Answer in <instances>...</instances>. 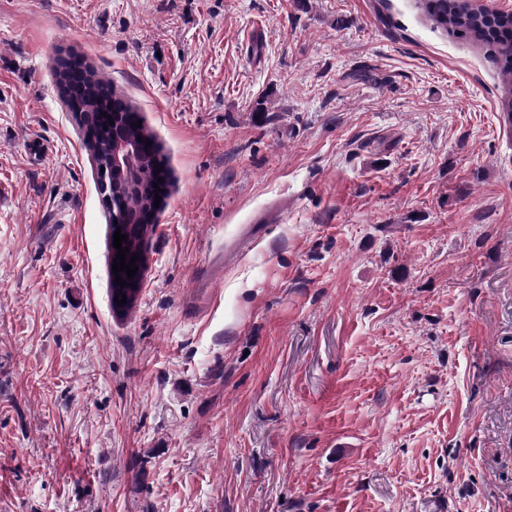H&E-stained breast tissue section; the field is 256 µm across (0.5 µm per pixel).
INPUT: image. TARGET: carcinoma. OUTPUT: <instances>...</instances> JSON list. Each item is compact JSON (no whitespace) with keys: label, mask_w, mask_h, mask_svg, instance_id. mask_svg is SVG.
<instances>
[{"label":"carcinoma","mask_w":512,"mask_h":512,"mask_svg":"<svg viewBox=\"0 0 512 512\" xmlns=\"http://www.w3.org/2000/svg\"><path fill=\"white\" fill-rule=\"evenodd\" d=\"M418 4L435 26L450 33L453 37L480 44L494 56L500 75L511 89L502 101V111L512 114V13L490 10L472 3V0H418ZM62 98L68 111L83 132L87 149L91 150L93 161L109 153L111 131L103 129L100 114L122 112L128 116L123 121L125 138L139 146L141 153L155 155L143 160L135 155L131 158L133 186H117L113 192L122 195L127 209L140 214L155 201L154 183L166 178L164 158L155 144L154 135L144 126L133 127L139 121L136 110L131 105L115 97L114 92L90 66L65 60L59 70ZM152 145H147V142ZM162 167L156 171V167ZM155 225L142 224L128 235L122 243L131 257L144 251V244L154 232Z\"/></svg>","instance_id":"carcinoma-1"}]
</instances>
